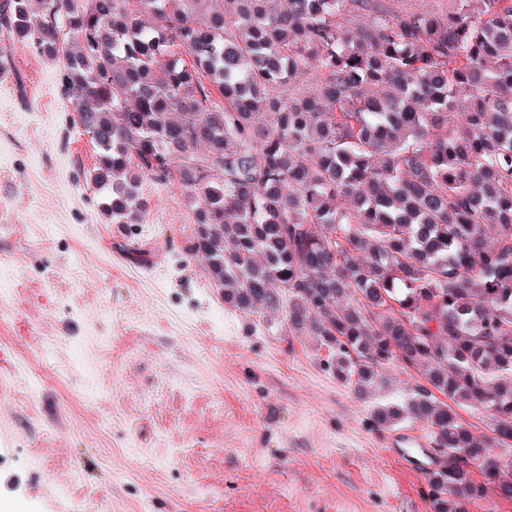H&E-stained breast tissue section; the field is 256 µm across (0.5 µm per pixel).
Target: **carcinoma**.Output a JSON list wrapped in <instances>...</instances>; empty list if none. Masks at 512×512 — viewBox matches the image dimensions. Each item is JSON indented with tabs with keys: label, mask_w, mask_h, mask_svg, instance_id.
Returning <instances> with one entry per match:
<instances>
[{
	"label": "carcinoma",
	"mask_w": 512,
	"mask_h": 512,
	"mask_svg": "<svg viewBox=\"0 0 512 512\" xmlns=\"http://www.w3.org/2000/svg\"><path fill=\"white\" fill-rule=\"evenodd\" d=\"M3 0L49 55L112 224L177 175L190 252L224 300L310 335L361 395L397 360L426 385L373 421L423 420L432 512L512 500V0ZM370 11L352 28L347 15ZM312 72L314 90L296 82ZM178 162L177 172L171 163ZM350 202L346 212L336 202ZM489 412L476 439L455 411Z\"/></svg>",
	"instance_id": "carcinoma-1"
}]
</instances>
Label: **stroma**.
I'll return each mask as SVG.
<instances>
[{"mask_svg": "<svg viewBox=\"0 0 512 512\" xmlns=\"http://www.w3.org/2000/svg\"><path fill=\"white\" fill-rule=\"evenodd\" d=\"M0 503L19 512H432L394 362L356 395L326 348L225 303L178 179L106 223L58 60L0 33ZM37 373L33 388L19 377Z\"/></svg>", "mask_w": 512, "mask_h": 512, "instance_id": "35a3bbf8", "label": "stroma"}]
</instances>
